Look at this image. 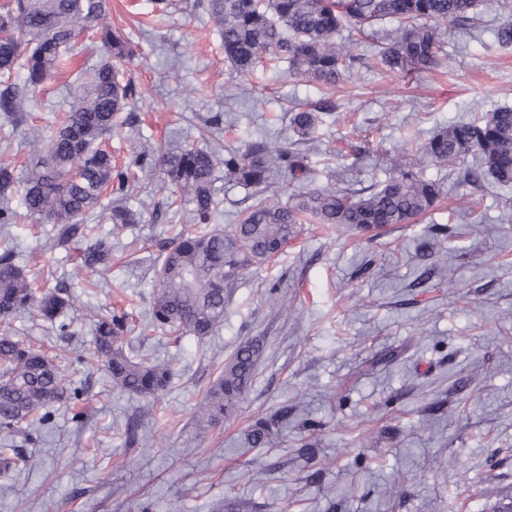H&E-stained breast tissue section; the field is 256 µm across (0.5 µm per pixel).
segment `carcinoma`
I'll return each mask as SVG.
<instances>
[{
  "instance_id": "carcinoma-1",
  "label": "carcinoma",
  "mask_w": 512,
  "mask_h": 512,
  "mask_svg": "<svg viewBox=\"0 0 512 512\" xmlns=\"http://www.w3.org/2000/svg\"><path fill=\"white\" fill-rule=\"evenodd\" d=\"M482 0H196L195 10L218 27L224 61L248 74L270 60L288 64L294 78L331 88L347 80L361 60L358 43L343 32L357 30L376 38L375 26L396 23L384 32L379 50L383 68L408 75L442 67L439 27L476 30ZM506 16L493 31L495 43L512 46V0H503ZM108 11V0H4L0 4V118L8 122L24 111L43 83L67 65V50L77 37L95 31L105 57L78 71L75 81L86 94L73 99L58 126L36 131L32 158L24 175L0 159V224H17L23 216H49L59 225L53 246L68 247L85 238L84 221L99 213L116 228L140 223V214L121 204L134 172L160 169L164 183L184 205L194 224L169 244L162 245L154 267L153 294L147 327L166 331L173 339L189 334L206 339L224 324V289L250 269L283 254L300 235L302 224L342 225L371 232L407 224L433 209L441 195L434 181L425 179L415 158L390 159L388 177L379 184L354 190L311 188L286 203L260 198L270 187L276 168L288 183L300 185L311 174L308 155L299 146L315 141L324 112L335 108L321 100L289 113L293 137L273 145L251 139L244 146L224 150L220 157L204 147L172 151L156 148L112 162L105 139L116 126L131 125L140 98L138 85L125 78L123 68L134 55L131 40L117 28L97 27ZM26 74L23 85L15 71ZM431 165H456V184L483 189L485 183L512 184V107L500 106L469 120L437 128L417 148ZM224 178L253 191L259 200L241 212L231 232L211 229L220 213L215 182ZM118 204L102 205L103 193ZM19 195V206L6 200ZM112 247L97 239L77 248V270L95 271L106 265ZM75 296L66 286L40 292L15 249H0V319L20 312L34 314L61 333L70 324L61 320L73 309ZM130 315L114 311L94 321L93 361L102 365L112 384L132 397L154 402L166 390L171 365L124 348ZM263 356V344L253 339L241 345L224 363L195 411L200 427L224 422L251 385ZM83 388L74 387L55 358L15 336H0V431L7 434L28 425L25 441H38L33 422L44 426L51 408L62 401H79ZM275 419L257 421L250 434L252 447L263 446ZM24 448L0 455V474L35 465Z\"/></svg>"
}]
</instances>
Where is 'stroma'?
Masks as SVG:
<instances>
[{
    "label": "stroma",
    "instance_id": "obj_1",
    "mask_svg": "<svg viewBox=\"0 0 512 512\" xmlns=\"http://www.w3.org/2000/svg\"><path fill=\"white\" fill-rule=\"evenodd\" d=\"M173 0L168 16L152 0H109L104 21L137 48L129 74L139 85L140 123L107 139L114 159L157 144H199L206 120L224 115L215 149L267 134L283 143V114L329 98L335 113L309 158L313 186L338 180L360 188L385 180L382 157L414 153L438 127L497 106H512V47L452 32L441 36L444 68L407 76L380 71L364 43L354 75L327 90L291 78L285 63L238 74L224 61L217 26ZM64 77L45 83L0 157L23 168L27 139L63 120ZM369 141L359 158L347 142ZM439 181L438 206L375 239L344 227L306 224L278 259L225 290L224 324L200 340L173 343L161 331L131 333L173 376L151 405L113 387L82 364L96 315L121 309L148 316L159 246L188 227L140 175L126 199L141 214L111 234L112 260L91 281L76 277L75 250L53 248L45 220L0 224V248L26 262L35 287L65 281L77 298L65 319L71 335L30 314L10 334L65 362L83 401L57 403L31 450L33 467L0 475V512H506L512 508V186L463 195L451 168L427 165ZM446 226L447 238L434 228ZM264 357L233 415L202 430L193 412L225 360L251 339ZM288 418L272 443L251 448L254 423Z\"/></svg>",
    "mask_w": 512,
    "mask_h": 512
}]
</instances>
